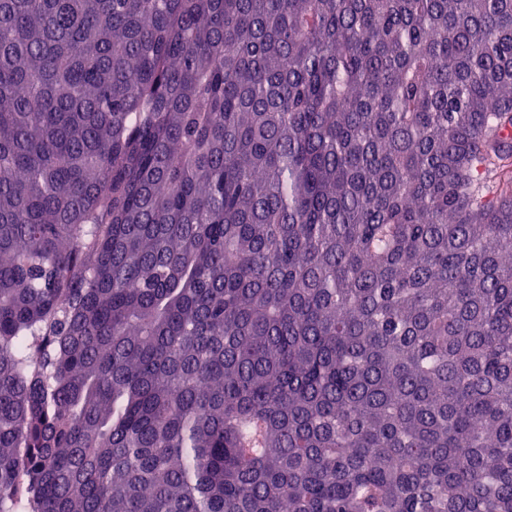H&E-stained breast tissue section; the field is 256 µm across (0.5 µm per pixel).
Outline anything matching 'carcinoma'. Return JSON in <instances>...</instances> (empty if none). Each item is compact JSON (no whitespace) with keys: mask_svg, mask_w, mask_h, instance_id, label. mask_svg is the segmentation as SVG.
Segmentation results:
<instances>
[{"mask_svg":"<svg viewBox=\"0 0 512 512\" xmlns=\"http://www.w3.org/2000/svg\"><path fill=\"white\" fill-rule=\"evenodd\" d=\"M0 512H512V0H0Z\"/></svg>","mask_w":512,"mask_h":512,"instance_id":"obj_1","label":"carcinoma"}]
</instances>
